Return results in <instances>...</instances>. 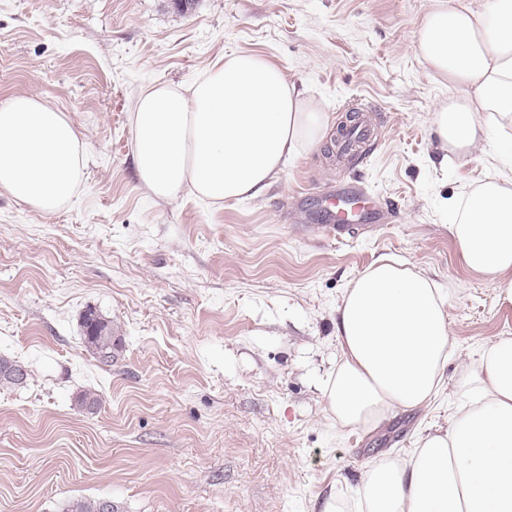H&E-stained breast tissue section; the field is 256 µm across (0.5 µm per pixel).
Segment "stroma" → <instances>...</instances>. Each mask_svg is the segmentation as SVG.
<instances>
[{
  "label": "stroma",
  "mask_w": 512,
  "mask_h": 512,
  "mask_svg": "<svg viewBox=\"0 0 512 512\" xmlns=\"http://www.w3.org/2000/svg\"><path fill=\"white\" fill-rule=\"evenodd\" d=\"M431 0H0V103L38 95L88 150L71 205L45 215L0 195V357L29 372L0 385V512H63L75 497L112 512H320L376 457H408L447 428L444 386L426 409L339 428L319 389L340 355L334 318L379 257L455 281L452 337L469 353L512 335L461 263L443 202L512 166H441L429 117L455 94L415 50ZM265 56L328 112L323 142L258 199L163 202L136 187L130 113L154 82L190 86L216 59ZM360 98L375 152L356 169L395 222L324 235L339 107ZM95 309L123 349L84 347ZM100 405L79 407L82 394Z\"/></svg>",
  "instance_id": "stroma-1"
}]
</instances>
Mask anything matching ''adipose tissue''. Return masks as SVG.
I'll return each mask as SVG.
<instances>
[{
	"label": "adipose tissue",
	"mask_w": 512,
	"mask_h": 512,
	"mask_svg": "<svg viewBox=\"0 0 512 512\" xmlns=\"http://www.w3.org/2000/svg\"><path fill=\"white\" fill-rule=\"evenodd\" d=\"M416 50L458 94L431 122L446 163L489 146L512 160V0H434ZM137 187L212 206L264 195L289 160L317 147L329 116L263 56L218 59L189 88L142 90L130 116ZM87 152L68 116L35 95L0 105V193L43 214L67 208ZM460 259L512 305V179L448 200ZM455 286L389 258L345 290L334 322L340 357L321 383L337 426L371 428L429 405L458 352L447 305ZM448 429L422 434L408 458L384 454L360 474L354 501L321 512H512V336L480 347L454 381Z\"/></svg>",
	"instance_id": "adipose-tissue-1"
}]
</instances>
